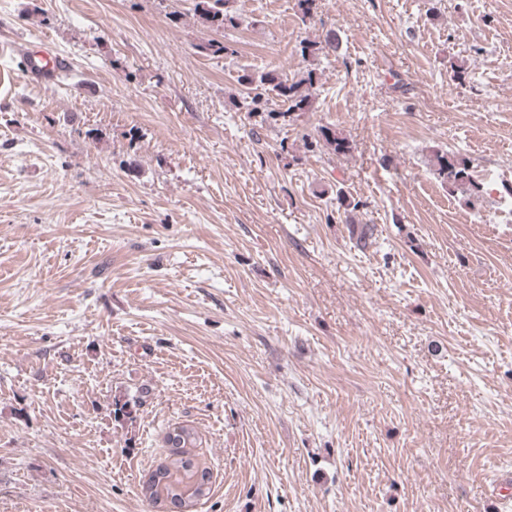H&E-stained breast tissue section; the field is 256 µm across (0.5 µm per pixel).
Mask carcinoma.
I'll return each instance as SVG.
<instances>
[{"label":"carcinoma","mask_w":512,"mask_h":512,"mask_svg":"<svg viewBox=\"0 0 512 512\" xmlns=\"http://www.w3.org/2000/svg\"><path fill=\"white\" fill-rule=\"evenodd\" d=\"M231 0H200L197 10L201 18L212 28L228 29L236 26V16L230 9ZM243 86L239 92L240 105L252 114H264L275 121L294 112L311 110L314 101L315 70L309 69L298 79L279 75L273 71L264 72L255 78L250 74L238 77ZM325 146L336 155L350 152L347 138L328 127L320 130ZM431 166L452 191L468 197H475L483 191V184L477 180L471 160L455 153L437 152L431 159ZM175 442L171 458L151 473L152 484L142 486L144 497L154 505L178 502L186 508L194 507L211 491V476L207 468L200 466L194 448L199 446L195 429L180 426L173 430Z\"/></svg>","instance_id":"carcinoma-1"}]
</instances>
